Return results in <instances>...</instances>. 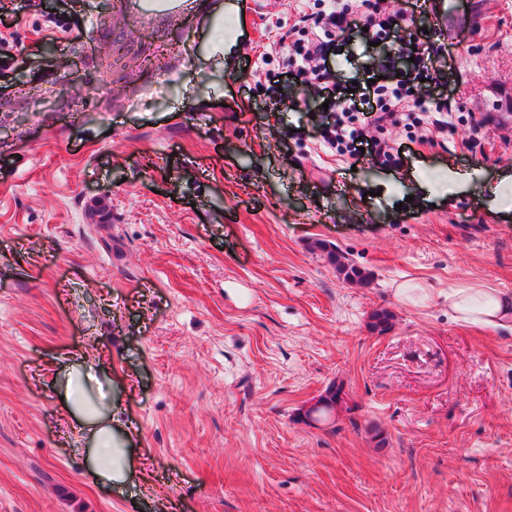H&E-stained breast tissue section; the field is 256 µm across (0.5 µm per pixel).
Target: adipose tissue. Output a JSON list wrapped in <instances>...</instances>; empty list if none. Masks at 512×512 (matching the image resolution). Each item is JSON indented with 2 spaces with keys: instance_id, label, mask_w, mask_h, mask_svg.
Masks as SVG:
<instances>
[{
  "instance_id": "obj_1",
  "label": "adipose tissue",
  "mask_w": 512,
  "mask_h": 512,
  "mask_svg": "<svg viewBox=\"0 0 512 512\" xmlns=\"http://www.w3.org/2000/svg\"><path fill=\"white\" fill-rule=\"evenodd\" d=\"M448 306L465 321L506 328L512 326V298L494 295L477 288H458L448 295ZM65 409L88 434L85 463L97 481L111 485L122 479L127 466V451L115 447L112 432V405L104 399L89 402L82 391L66 389Z\"/></svg>"
}]
</instances>
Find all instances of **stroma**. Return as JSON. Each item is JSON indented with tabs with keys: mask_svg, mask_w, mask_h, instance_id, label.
I'll use <instances>...</instances> for the list:
<instances>
[{
	"mask_svg": "<svg viewBox=\"0 0 512 512\" xmlns=\"http://www.w3.org/2000/svg\"><path fill=\"white\" fill-rule=\"evenodd\" d=\"M22 5L0 26V512H512V331L448 308L453 288L512 296V187L491 192L512 0H473L459 122L398 164L324 143L321 98L266 111L300 0L216 26ZM372 67L363 39L336 53L343 85ZM436 168L464 172L454 193ZM74 369L129 427L110 487L61 409ZM333 383L351 411L306 420ZM312 247L325 254L328 262L336 268L337 274L342 277L344 281L355 284H365L370 280V272L349 263L343 254L336 252L325 242L317 241Z\"/></svg>",
	"mask_w": 512,
	"mask_h": 512,
	"instance_id": "stroma-1",
	"label": "stroma"
}]
</instances>
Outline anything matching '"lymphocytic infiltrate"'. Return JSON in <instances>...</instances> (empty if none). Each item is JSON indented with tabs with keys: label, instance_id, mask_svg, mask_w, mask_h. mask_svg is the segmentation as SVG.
I'll return each mask as SVG.
<instances>
[{
	"label": "lymphocytic infiltrate",
	"instance_id": "f902f5d3",
	"mask_svg": "<svg viewBox=\"0 0 512 512\" xmlns=\"http://www.w3.org/2000/svg\"><path fill=\"white\" fill-rule=\"evenodd\" d=\"M365 0H315L316 13H303L300 24L279 42L276 55L286 73L311 92L323 94L335 77L332 48L351 33L380 43L379 72L394 74L391 82L372 83L362 95L342 94L330 106L331 119L321 138L337 152L360 158L369 154L385 161H401L400 146L377 141L376 129L399 126L422 114L424 144L456 125V109L448 99V80L456 76L454 50L466 38L465 26L454 32H423L424 20L415 0H395L396 7L367 12Z\"/></svg>",
	"mask_w": 512,
	"mask_h": 512
}]
</instances>
